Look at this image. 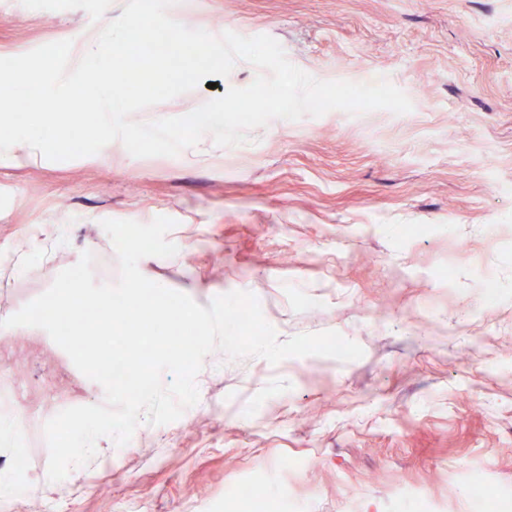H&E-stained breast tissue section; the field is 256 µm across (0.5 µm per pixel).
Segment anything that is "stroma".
Returning <instances> with one entry per match:
<instances>
[{"mask_svg": "<svg viewBox=\"0 0 512 512\" xmlns=\"http://www.w3.org/2000/svg\"><path fill=\"white\" fill-rule=\"evenodd\" d=\"M125 0H0V57L68 40L71 63ZM169 16L213 36L268 35L316 79L384 78L410 112L332 110L211 135L177 156L139 158L121 142L51 161L0 157V316L45 292L83 252L100 284L120 266L102 220H175L178 251L148 256V279L201 305L246 291L279 340L333 330L361 359L278 364L208 354L198 402L136 445L96 443L47 478L45 423L104 403L43 329L0 327V392L22 385L28 454L0 512H225L229 492L289 487L301 512H412L397 486L470 512L471 467L512 483V0H179ZM257 69L237 61L135 113L180 117ZM62 244L25 273L19 250L45 226Z\"/></svg>", "mask_w": 512, "mask_h": 512, "instance_id": "obj_1", "label": "stroma"}]
</instances>
